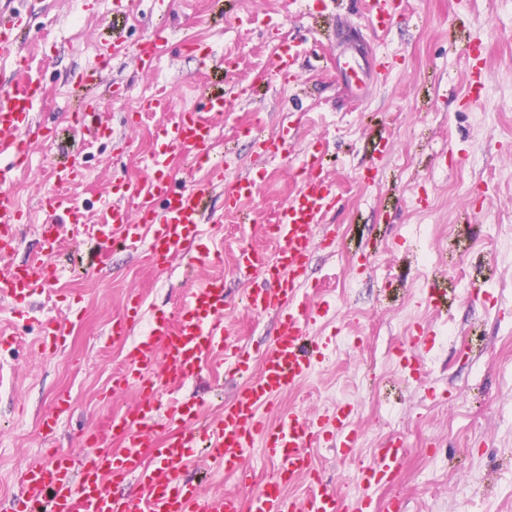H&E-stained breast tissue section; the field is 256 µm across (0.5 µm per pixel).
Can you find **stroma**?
Segmentation results:
<instances>
[{
    "mask_svg": "<svg viewBox=\"0 0 512 512\" xmlns=\"http://www.w3.org/2000/svg\"><path fill=\"white\" fill-rule=\"evenodd\" d=\"M7 3L25 16L24 56L53 109L36 115L51 137H30L32 163L12 175L24 212L21 247L0 256V274L40 247L39 201L51 167L79 163L85 178L69 192L91 221L97 196L111 195L117 179L143 180L154 132L172 113L143 114L139 105L160 87L173 89L175 107L206 111L217 132L213 155L233 159L228 182L253 166L252 136L276 137L286 122L293 130L288 159L266 166L239 211L208 198L224 221L207 225L195 248L223 245L222 264L189 272L177 259L155 271L123 250L103 257L81 225L64 224L66 248L48 257L58 279L23 301L0 302V512H9L23 472L44 464L47 449L83 456L91 427L106 434L107 448H119L109 421L138 398L113 394V377L153 315L173 311L188 286L223 275L231 302L224 324L249 349L250 373H259L274 319L241 304L233 256L244 242L274 254L263 227L297 189L313 152L340 193L326 217L336 252L315 251L308 269L321 310L310 336L326 342V357L275 399L270 419L349 411L357 447L310 451L344 502L368 492L380 508L400 498L404 512H512V0H403L385 32L361 0H181L172 10L164 0H0ZM160 23L156 72L140 71L129 56L100 66L114 39H152ZM348 38L361 65L391 61V77L350 91L339 76ZM290 45L298 52L292 76L275 80L273 63ZM473 65L483 70L479 95L468 89ZM223 92L229 107L207 112L208 96ZM135 112L138 123L127 127ZM115 131L128 133L129 144L113 141ZM428 279L446 291L443 306L426 301ZM472 279L485 281L486 292L462 300ZM132 294L142 299L140 319L125 340L111 341L112 321ZM49 317L69 322L62 346L39 332ZM421 327L431 335L415 371L401 353ZM243 381L207 362L176 391L217 419ZM61 396L70 413L50 437L41 416ZM392 437L407 449L402 471L393 484L365 487L362 467ZM185 474L206 497L240 488L200 452Z\"/></svg>",
    "mask_w": 512,
    "mask_h": 512,
    "instance_id": "35a3bbf8",
    "label": "stroma"
}]
</instances>
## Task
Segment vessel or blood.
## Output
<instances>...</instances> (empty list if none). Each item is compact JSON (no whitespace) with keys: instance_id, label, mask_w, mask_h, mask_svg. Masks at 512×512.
<instances>
[{"instance_id":"1","label":"vessel or blood","mask_w":512,"mask_h":512,"mask_svg":"<svg viewBox=\"0 0 512 512\" xmlns=\"http://www.w3.org/2000/svg\"><path fill=\"white\" fill-rule=\"evenodd\" d=\"M22 21L19 11L0 9L1 61L21 56L22 44L15 31ZM112 53L133 55L142 71L155 68V42L133 49L118 42ZM45 99L44 88L31 79L23 65L0 87V254L18 247L17 226L22 221L6 175L10 169L28 165L29 152L19 132L34 129V115L44 107ZM212 139L213 128L201 116L179 112L156 135L151 175L138 184L119 185L115 197L102 202L101 217L91 227L92 238L132 247L148 266L158 270L165 269L176 255L190 266L222 260L221 248L203 253L190 249L191 243L202 237L207 222L204 200L220 192L226 207H237L252 194L259 171L250 169L234 182L225 183L224 162L210 153ZM289 141L285 132L272 139L257 138L255 155L263 161L276 158L287 152ZM188 149L193 150L196 167L204 175L188 177L180 189H172L167 181L168 159ZM337 203L335 182L324 175L320 161H311L307 175L278 209L269 228L278 242L274 257H266L253 246L238 251L235 270L250 285L245 306L253 313L275 316L276 328L262 350L260 374L236 387L224 404L222 418L209 419L198 404L159 398L169 383L198 376L209 356L220 358L231 371L247 369V353L225 337L228 303L224 280L214 277L191 288L186 301L173 312L153 318L147 335L130 350L127 369L114 378L113 392L132 389L139 396L133 410L111 419L113 430L124 438L123 448L82 460L53 451L47 464L24 472L23 491L12 512H34L40 502L45 503L47 512H374L369 496L341 507L308 454L314 443H329L338 433L344 438V447H355L357 433L350 429L346 414L314 421L291 411L273 426L264 417L275 397L303 381L321 354L320 344L306 342L315 319V310L306 299L311 286L309 255L317 246L334 254L336 229L324 224L323 218ZM42 206L71 223L83 221L79 204L64 194H52ZM56 274L54 266L31 258L0 276V301L33 295L49 286ZM140 309L139 296H130L124 315L112 324L113 339L126 337ZM172 423L177 424V432L159 445H150L149 433ZM258 442L263 445L264 458L275 462L277 468L257 479L242 467L241 460ZM148 446L153 447L157 459L152 467L142 462V450ZM200 446L226 470L238 472L242 492L205 498L186 480L184 465ZM405 456L400 438L388 439L375 449L363 471L367 484L393 482ZM300 477L309 485L301 503L286 492L287 484ZM131 481L143 488L142 497L121 493V486Z\"/></svg>"}]
</instances>
